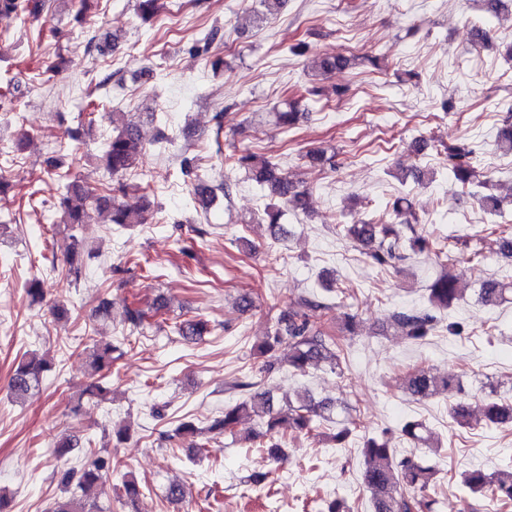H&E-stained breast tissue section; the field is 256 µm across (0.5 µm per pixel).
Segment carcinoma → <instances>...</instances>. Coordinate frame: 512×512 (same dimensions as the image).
<instances>
[{
	"label": "carcinoma",
	"mask_w": 512,
	"mask_h": 512,
	"mask_svg": "<svg viewBox=\"0 0 512 512\" xmlns=\"http://www.w3.org/2000/svg\"><path fill=\"white\" fill-rule=\"evenodd\" d=\"M160 0H137L140 18L148 21L160 11ZM43 9V0H0V22L14 21L26 16L36 19ZM355 64V57L342 53L314 58L310 67L321 75L344 70ZM320 95L319 88L312 86L304 90L297 99L285 102L283 110L276 113V123L292 129L295 127L302 102ZM140 132L133 123H124L114 128L112 134L103 139V160L105 170L112 176H123L137 165L140 153ZM448 174L451 175L464 194L480 196L483 206L491 214L500 216L501 200L492 194L480 195V189L488 188L489 178H477L474 167V150L464 140L448 148ZM232 166L245 170L251 180L268 187L279 203L265 205L263 214L273 240L283 230L281 219L284 211L305 212L309 208V192L301 190L288 177L276 173L277 166L267 157L246 150L231 156ZM60 206L67 224L82 225L86 221L87 202L96 207L111 211L112 223L126 227L144 224V212L148 209L147 197L141 196L134 203L120 202L114 196L84 193L78 180L65 182ZM418 219L412 213L407 198L399 196L386 204L379 212L363 213L351 224L342 225L345 235L364 247L369 248L371 259L379 265L403 257V253L433 254L441 257L445 249L438 246L428 236L416 232L414 224ZM409 229L411 236L403 235ZM83 240L75 239L73 251L68 260V275L79 278L81 275V250ZM512 294V283L496 280L485 281L478 290V301L484 306H496ZM464 289L460 288L455 277L442 272L427 288L428 307L411 313L397 312L393 315L394 324L413 343L421 342L437 329L440 318L436 312L446 311L463 299ZM331 303L299 295L297 306L281 312L268 332L263 346L258 349L263 358L259 371L271 370V353L276 347L288 345V363L295 371L307 372L327 362L333 369L340 368V337L332 327L317 320L316 312H329ZM162 309L159 304L143 309L135 305L126 306V316L135 328L144 329L151 325V319ZM172 331L189 338L200 336L204 325L195 320L176 323ZM93 349L90 354L95 371L112 369V344L90 337ZM52 362L34 354L23 355L14 368L10 389L21 398L39 387L43 374L50 371ZM406 389L412 395L427 398L442 392L460 389L458 376L453 374L436 375L424 367L412 368L405 373ZM330 403L316 402L311 397H300L296 403H288V412L282 416L272 415L270 396L256 392L232 407L224 410V416L209 426L211 432H233L235 425L244 416L268 417L267 430L282 428L292 434H309L316 431L328 416L325 410ZM486 424L499 429H512V405L496 401L488 402L483 409ZM361 453L364 459L362 481L370 494L372 512H432L434 501L428 491L435 487L436 466L425 465L410 457L399 458L390 441L384 438L368 437ZM93 460L80 468H68L59 473V482L73 488L75 494L66 501L56 502L51 512H93L95 503L87 499L88 492L98 487L104 475L112 472V458L92 453ZM462 487L470 494L487 493L504 507L512 504V465L490 474L473 470L462 480ZM122 492L125 501L131 505L144 496L143 487L131 475H124Z\"/></svg>",
	"instance_id": "cac0c4a2"
}]
</instances>
